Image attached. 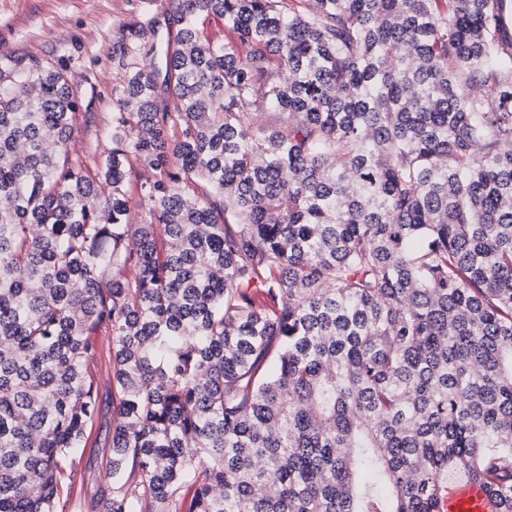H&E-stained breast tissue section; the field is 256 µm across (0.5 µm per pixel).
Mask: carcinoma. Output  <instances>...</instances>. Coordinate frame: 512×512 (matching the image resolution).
<instances>
[{
	"label": "carcinoma",
	"mask_w": 512,
	"mask_h": 512,
	"mask_svg": "<svg viewBox=\"0 0 512 512\" xmlns=\"http://www.w3.org/2000/svg\"><path fill=\"white\" fill-rule=\"evenodd\" d=\"M170 4L93 170L74 77L0 53V512H73L102 325L86 512H512V0ZM200 31L208 38H214L221 41H233V33L224 27V20L214 16H200L198 18ZM152 174L153 173L151 170L143 169L141 167H136L130 176L131 191H132L131 192V194H132L131 195V197H132L131 219L133 222H139L141 219V216L144 215L145 212L147 211V206L145 204L146 202L141 200V197L136 190L137 183L139 185L141 182H144V181L150 179ZM91 339L97 346L100 357L91 364V370L99 383L100 410L96 423L84 439L82 454L77 459L63 492L73 503L88 502L97 487L104 482L103 453L112 438L113 425L117 421L116 404H112V385L109 381L110 364L106 353L111 336L102 326L95 331ZM486 494L478 486L458 482L446 486L440 498L441 512H491Z\"/></svg>",
	"instance_id": "carcinoma-1"
}]
</instances>
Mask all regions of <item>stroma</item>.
<instances>
[{"label":"stroma","instance_id":"stroma-1","mask_svg":"<svg viewBox=\"0 0 512 512\" xmlns=\"http://www.w3.org/2000/svg\"><path fill=\"white\" fill-rule=\"evenodd\" d=\"M169 9V0H0V51L38 56L67 69L77 82L80 110L71 155L91 161L111 148L123 75L113 45L129 28L150 22L158 35H166ZM91 339L99 351L91 370L99 383L100 410L63 487L77 504L89 501L105 479L103 453L117 421L106 356L110 332L99 328Z\"/></svg>","mask_w":512,"mask_h":512}]
</instances>
